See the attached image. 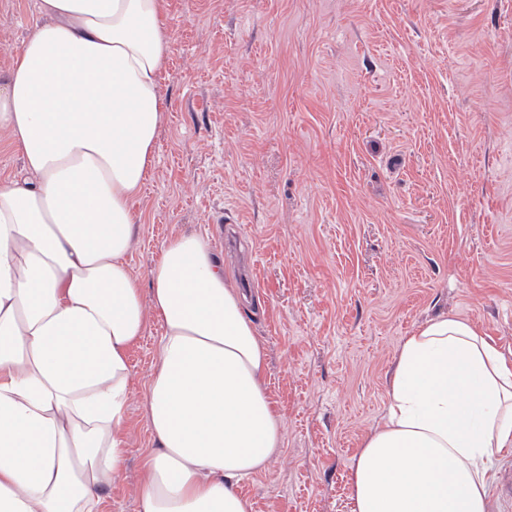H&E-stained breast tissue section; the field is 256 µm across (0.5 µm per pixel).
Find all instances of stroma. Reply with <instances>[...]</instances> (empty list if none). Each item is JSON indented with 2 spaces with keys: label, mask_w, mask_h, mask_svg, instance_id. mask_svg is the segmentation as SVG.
<instances>
[{
  "label": "stroma",
  "mask_w": 512,
  "mask_h": 512,
  "mask_svg": "<svg viewBox=\"0 0 512 512\" xmlns=\"http://www.w3.org/2000/svg\"><path fill=\"white\" fill-rule=\"evenodd\" d=\"M38 0H0V80ZM164 120L128 257L206 239L269 355L283 446L254 512H352L395 353L443 313L512 352V0H165ZM161 336L129 349L122 471L138 512Z\"/></svg>",
  "instance_id": "35a3bbf8"
}]
</instances>
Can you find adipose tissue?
Wrapping results in <instances>:
<instances>
[{"mask_svg":"<svg viewBox=\"0 0 512 512\" xmlns=\"http://www.w3.org/2000/svg\"><path fill=\"white\" fill-rule=\"evenodd\" d=\"M0 84L22 160L0 180V512H103L125 461L131 345L162 324L138 512H252L239 482L283 445L267 352L196 234L142 287L127 260L154 162L169 54L163 0H41ZM383 422L349 475L352 512H489L512 450V360L475 323L405 336Z\"/></svg>","mask_w":512,"mask_h":512,"instance_id":"1","label":"adipose tissue"}]
</instances>
